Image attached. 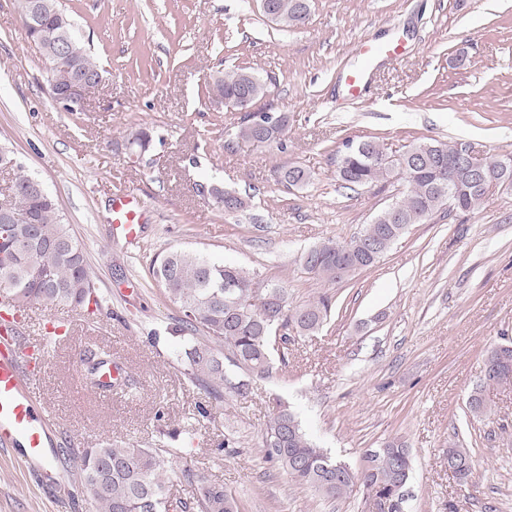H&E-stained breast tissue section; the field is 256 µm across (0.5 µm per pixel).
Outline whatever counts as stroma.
<instances>
[{"label":"stroma","mask_w":512,"mask_h":512,"mask_svg":"<svg viewBox=\"0 0 512 512\" xmlns=\"http://www.w3.org/2000/svg\"><path fill=\"white\" fill-rule=\"evenodd\" d=\"M76 35L104 69L86 110L56 105L51 65L22 35L14 0H0V144L53 196L85 247L103 311L93 325L70 306L29 305L22 343L43 342L49 321L74 324L49 346L39 396L57 419L43 468L47 492L0 451V512H99L68 448L180 449L174 493L188 497L191 469L222 483L240 512H369L360 493L328 500L296 484L261 452L273 399L308 437L359 466L388 439L405 441L413 472L401 512H512V390L487 394L483 419L466 401L487 348L512 341V186L490 187L482 206L439 211L411 225L374 266L341 284L305 272L298 258L327 239L350 240L392 202L400 184L342 188L336 152L344 139L380 137L390 158L424 140L454 141L478 154L512 155V0H311L304 25L283 31L259 0H61ZM402 43L398 61L367 62L356 43ZM247 67L267 82L257 112L288 117L282 145L229 140L241 112L207 87L209 76ZM363 71L359 99L342 77ZM152 130L141 157L130 130ZM300 166L307 185L281 184ZM215 183L249 193L228 215L201 196ZM135 190L143 229L116 238L112 197ZM189 247L254 272L288 291L289 305L328 293L330 316L300 336L247 398L206 401L186 375L190 335L182 313L152 281L163 250ZM98 346L130 367L135 388L95 395L79 355ZM207 415H200L199 405ZM469 449L476 466L460 485L446 448Z\"/></svg>","instance_id":"obj_1"}]
</instances>
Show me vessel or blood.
Here are the masks:
<instances>
[{"label":"vessel or blood","instance_id":"b4317fda","mask_svg":"<svg viewBox=\"0 0 512 512\" xmlns=\"http://www.w3.org/2000/svg\"><path fill=\"white\" fill-rule=\"evenodd\" d=\"M363 54L401 59L400 44L374 45L361 42ZM112 223L127 242L141 233V205L135 191L128 190L112 199ZM46 357L42 347L22 346L11 315L0 316V449L17 453L29 470L38 471L48 451L53 420L37 401V382Z\"/></svg>","mask_w":512,"mask_h":512}]
</instances>
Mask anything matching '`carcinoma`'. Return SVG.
I'll return each mask as SVG.
<instances>
[{
  "label": "carcinoma",
  "mask_w": 512,
  "mask_h": 512,
  "mask_svg": "<svg viewBox=\"0 0 512 512\" xmlns=\"http://www.w3.org/2000/svg\"><path fill=\"white\" fill-rule=\"evenodd\" d=\"M279 25L297 27L310 14L307 0H277ZM25 39L34 44L42 57L46 43L59 34L58 14L65 13L60 0H42L38 27L27 22V0H16ZM64 48L89 77L101 75L90 50L68 25ZM213 90L231 105L235 97L265 95L266 82L251 71L232 69L212 82ZM274 123L270 130L253 127L243 118L229 133L230 139L272 143L281 139L288 127L284 114L262 113ZM459 144L422 141L407 153L419 159L416 168L400 167V161L387 160L379 140L371 137L353 143L342 142L337 151V178L342 188L385 185L391 180L404 185L395 200L399 214L385 207L372 222L349 241L328 239L301 254L299 264L307 273L336 284L362 268L376 264L412 224H423L446 205L448 185L460 188L448 212H469L479 208L484 188L472 184L463 168L448 170V157ZM309 173L293 166L279 171V181L302 187ZM484 183L512 185V169L490 167ZM35 178L14 173L7 203L27 218L25 224H0V312H19L30 303L45 306L67 305L94 316L102 304L94 288L84 248L65 224L58 203L45 190L35 191ZM209 200L224 211L231 206L243 213L251 197L233 194L210 184ZM150 274L165 297L178 306L183 317L174 332L203 333L202 340L185 351L188 376L207 398L219 400L224 393L244 399L250 393V379L272 375L271 356L288 349L289 331L307 335L317 331L332 308L331 296L324 293L294 307L288 306L286 289L279 284L258 286L255 276L234 264L216 260L197 250L172 249L157 254L150 263ZM487 373L473 387L467 401L470 414H488L483 398L490 388L512 389V343L492 350ZM263 457L283 469L298 484L328 498L344 497L355 490L364 498L401 494L410 478L412 457L405 442L393 438L379 448H370L358 467L328 456L311 442L295 414L284 403L275 401L267 424ZM180 449L168 450L163 457L151 448L115 446L103 442L96 448L70 451L84 486L100 504L101 512H238L236 498L224 485L185 469L182 478L195 487L189 498L172 495L168 489L169 458ZM445 457L460 465L458 479L468 483L475 460L467 448H449Z\"/></svg>",
  "instance_id": "cac0c4a2"
}]
</instances>
